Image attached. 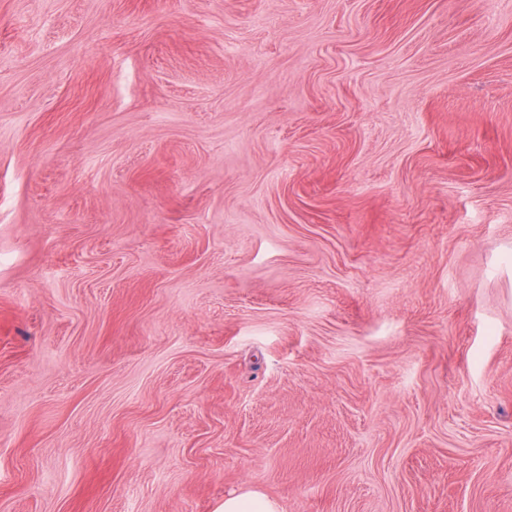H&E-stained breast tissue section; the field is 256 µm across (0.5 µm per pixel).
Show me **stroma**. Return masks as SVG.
Segmentation results:
<instances>
[{"mask_svg": "<svg viewBox=\"0 0 512 512\" xmlns=\"http://www.w3.org/2000/svg\"><path fill=\"white\" fill-rule=\"evenodd\" d=\"M512 512V0H0V512ZM216 512H281V508L260 492L245 491L225 496Z\"/></svg>", "mask_w": 512, "mask_h": 512, "instance_id": "stroma-1", "label": "stroma"}]
</instances>
